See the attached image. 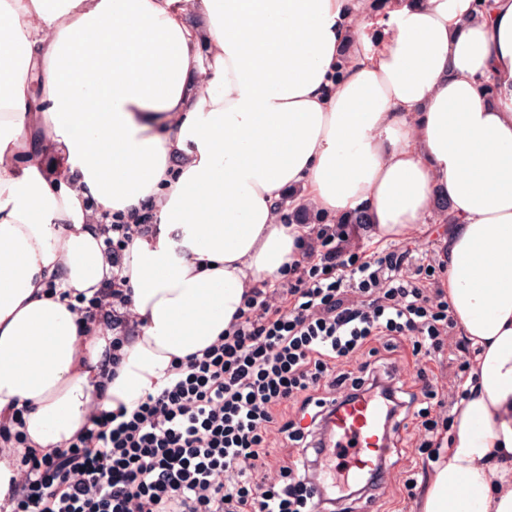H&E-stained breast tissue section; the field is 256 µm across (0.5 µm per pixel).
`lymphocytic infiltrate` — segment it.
I'll list each match as a JSON object with an SVG mask.
<instances>
[{
	"instance_id": "lymphocytic-infiltrate-1",
	"label": "lymphocytic infiltrate",
	"mask_w": 512,
	"mask_h": 512,
	"mask_svg": "<svg viewBox=\"0 0 512 512\" xmlns=\"http://www.w3.org/2000/svg\"><path fill=\"white\" fill-rule=\"evenodd\" d=\"M151 221L145 213L106 225L112 274L93 296H76L86 321L111 319L114 365L138 325L124 252ZM456 326L441 282L412 250L367 259L322 225L287 280L252 288L224 335L174 361L167 385L134 410L90 404L85 426L59 449H25L19 433L0 442V459L16 470L0 512H314L324 424L343 405L381 395L390 432L418 417L419 445L432 447L437 386L425 384L421 368L413 390L377 356L408 340L430 361L455 349L469 368L471 343L454 337ZM291 405L310 415V428L288 417ZM276 435L290 443L282 461L271 458Z\"/></svg>"
}]
</instances>
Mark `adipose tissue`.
I'll return each instance as SVG.
<instances>
[{"instance_id": "ef3b65f1", "label": "adipose tissue", "mask_w": 512, "mask_h": 512, "mask_svg": "<svg viewBox=\"0 0 512 512\" xmlns=\"http://www.w3.org/2000/svg\"><path fill=\"white\" fill-rule=\"evenodd\" d=\"M475 3L389 0L335 85L367 0H0V423L26 406L43 451L90 402L164 387L299 258L285 188L391 240L442 197L448 309L478 355L415 512H512V96L479 92L512 87V0ZM144 211L123 271L139 325L102 392L106 342L60 294L98 285L104 225Z\"/></svg>"}]
</instances>
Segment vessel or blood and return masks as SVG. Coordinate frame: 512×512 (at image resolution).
<instances>
[{
  "instance_id": "1",
  "label": "vessel or blood",
  "mask_w": 512,
  "mask_h": 512,
  "mask_svg": "<svg viewBox=\"0 0 512 512\" xmlns=\"http://www.w3.org/2000/svg\"><path fill=\"white\" fill-rule=\"evenodd\" d=\"M387 405L369 396L333 416L327 423L329 454L337 459L344 487L371 481L388 452Z\"/></svg>"
}]
</instances>
